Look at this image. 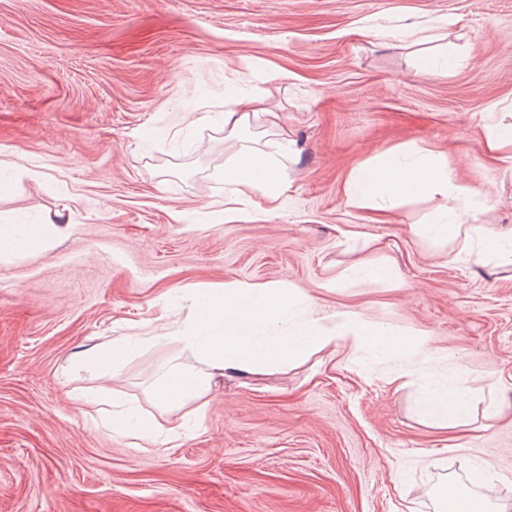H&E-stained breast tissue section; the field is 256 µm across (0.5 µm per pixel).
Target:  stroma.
<instances>
[{
    "label": "stroma",
    "instance_id": "35a3bbf8",
    "mask_svg": "<svg viewBox=\"0 0 512 512\" xmlns=\"http://www.w3.org/2000/svg\"><path fill=\"white\" fill-rule=\"evenodd\" d=\"M412 26L424 42L396 41ZM242 93L286 156L274 203L224 181L241 141L216 117ZM511 102L512 0H0V225L70 220L0 260V512H442L453 484L512 512V261L415 235L439 198L375 216L343 192L417 151L481 187L483 232L512 229V168L483 141ZM380 266L401 282L353 276ZM228 281L290 290L293 326L351 311L410 350L342 342L161 405L157 367L188 355L148 336ZM127 334L144 345L90 371ZM459 376L468 423L439 426L421 401ZM116 399L197 424L140 448ZM140 336H121L112 339L107 345L101 346L94 354L97 368L105 374L112 368V372L119 369L127 360L132 350L141 345Z\"/></svg>",
    "mask_w": 512,
    "mask_h": 512
}]
</instances>
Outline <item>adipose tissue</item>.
I'll use <instances>...</instances> for the list:
<instances>
[{"label":"adipose tissue","mask_w":512,"mask_h":512,"mask_svg":"<svg viewBox=\"0 0 512 512\" xmlns=\"http://www.w3.org/2000/svg\"><path fill=\"white\" fill-rule=\"evenodd\" d=\"M280 168L260 148L242 147L234 163L224 170V178L239 192L264 190L276 183ZM475 188L457 182L444 164L427 154L404 155L392 152L368 162L350 176L344 195L349 206L371 212H388L410 194H430L442 199H460L475 195ZM468 213L452 214L446 222L426 224L419 232L437 241L478 238L487 249L512 252V231L496 236L481 235L468 221ZM58 224H34L21 235L0 227V258L24 253L33 241L59 238ZM294 299L287 289L268 284L233 281L211 289L198 307L192 323L170 329L161 328L154 342L168 341L177 333L178 341L193 356L192 361H163L156 372L153 394L163 405L176 407L200 397L213 372L237 370L250 372L258 367H281L313 350L336 346L343 334L376 349L396 354L402 352L406 339L384 328L363 331L356 314L341 313L336 327L321 324L315 310H307L302 328H291L288 316ZM222 320L221 332L201 334L202 326ZM467 388L456 381L443 390L431 391L422 408L426 415L442 424L463 425L468 413ZM112 429L145 443H156L158 422L142 415L135 406H112Z\"/></svg>","instance_id":"obj_1"}]
</instances>
